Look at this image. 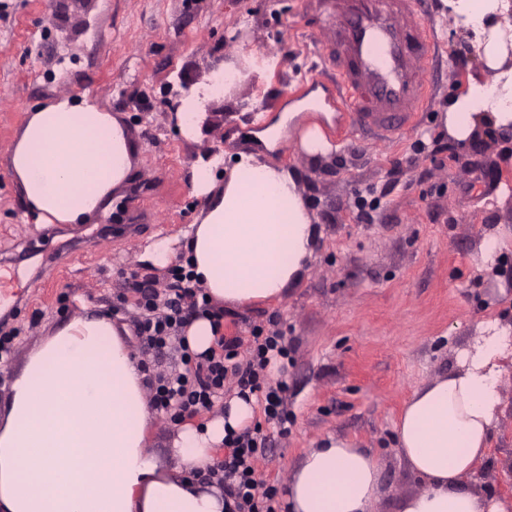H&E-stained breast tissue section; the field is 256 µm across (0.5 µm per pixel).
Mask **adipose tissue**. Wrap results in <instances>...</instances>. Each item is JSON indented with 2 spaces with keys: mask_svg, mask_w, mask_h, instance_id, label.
<instances>
[{
  "mask_svg": "<svg viewBox=\"0 0 512 512\" xmlns=\"http://www.w3.org/2000/svg\"><path fill=\"white\" fill-rule=\"evenodd\" d=\"M441 15L470 37L476 69L449 100L439 130L459 148L512 134V0H440ZM274 55L241 53L183 93L174 120L200 140L206 102L246 78L265 77ZM316 98L286 105L258 132L260 148L224 168L200 156L193 191L205 205L185 235V258L212 302L241 309L281 299L313 259L316 215L296 169L270 152L289 129L301 149L327 159L332 145L308 122ZM140 146L124 121L94 99L61 96L29 113L8 156L21 198L38 223L88 224L127 185ZM481 344L461 350L456 368L418 387L397 428L398 450L423 482L400 512H506L470 488L501 403L504 339L512 324L479 326ZM254 418V402L232 398L223 414L183 424L174 462L149 449L154 423L143 376L111 317L83 307L43 338L0 400V512H232L222 486L197 478L216 460L227 431ZM383 494L377 458L336 439L309 451L283 490L287 512H374Z\"/></svg>",
  "mask_w": 512,
  "mask_h": 512,
  "instance_id": "1",
  "label": "adipose tissue"
}]
</instances>
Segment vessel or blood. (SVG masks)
I'll list each match as a JSON object with an SVG mask.
<instances>
[{
  "label": "vessel or blood",
  "instance_id": "vessel-or-blood-1",
  "mask_svg": "<svg viewBox=\"0 0 512 512\" xmlns=\"http://www.w3.org/2000/svg\"><path fill=\"white\" fill-rule=\"evenodd\" d=\"M426 0H306L324 22L318 49L336 76V106L350 115V134L379 139L410 128L428 101L426 63L436 53Z\"/></svg>",
  "mask_w": 512,
  "mask_h": 512
}]
</instances>
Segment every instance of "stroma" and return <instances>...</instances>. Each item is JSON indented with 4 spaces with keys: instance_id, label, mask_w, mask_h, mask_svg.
<instances>
[{
    "instance_id": "1",
    "label": "stroma",
    "mask_w": 512,
    "mask_h": 512,
    "mask_svg": "<svg viewBox=\"0 0 512 512\" xmlns=\"http://www.w3.org/2000/svg\"><path fill=\"white\" fill-rule=\"evenodd\" d=\"M438 51L432 97L415 126L389 141L349 135L337 112L332 158L316 162L289 133L274 158L295 168L320 224L314 259L278 301L224 313L225 336L282 330L288 346L270 385L286 383L288 433L268 437L257 476L284 488L293 468L325 439L371 451L383 467L375 512H398L421 480L397 449L396 423L413 391L457 366L481 322L512 323V142L490 139L463 151L438 132L443 100L464 93L474 58L451 19L428 0ZM315 24L304 0H0V256L13 261L31 296L11 313L21 332L0 355V398L27 354L81 306L119 323L132 316L116 296L123 273L166 286L170 268L141 255L162 238H183L202 210L192 171L210 149L230 155L260 126L252 108L322 90L335 109L330 74L309 80ZM276 55L266 79L245 80L215 102L234 114L211 123L202 141L178 131L171 104L183 84L206 80L220 60L244 50ZM68 95L92 97L120 115L141 146L130 185L84 228L36 224L8 171L7 157L27 112ZM508 239L492 268L486 237ZM499 419L472 486L512 504V362L499 382Z\"/></svg>"
}]
</instances>
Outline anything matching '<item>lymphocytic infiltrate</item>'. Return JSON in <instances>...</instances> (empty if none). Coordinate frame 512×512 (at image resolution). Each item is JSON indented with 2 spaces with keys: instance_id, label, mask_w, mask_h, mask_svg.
<instances>
[{
  "instance_id": "obj_1",
  "label": "lymphocytic infiltrate",
  "mask_w": 512,
  "mask_h": 512,
  "mask_svg": "<svg viewBox=\"0 0 512 512\" xmlns=\"http://www.w3.org/2000/svg\"><path fill=\"white\" fill-rule=\"evenodd\" d=\"M130 306L135 314V335L142 349L163 357L169 350L181 353L185 366L175 375L156 374L150 382V403L154 411L171 422L195 417L223 402L228 389L238 395L256 397L265 422L287 432L290 414L284 387H271L267 369L273 361L287 359L288 349L282 331L254 330L250 343L223 334L224 315L211 310L202 288L193 283L183 266L174 269V280L159 289L149 281L130 286ZM210 315L215 345L206 354H191L183 332L191 317ZM246 355H239V347ZM262 425L244 428L225 437L226 454L207 470L208 478L224 486L233 499L235 512H276L275 486L258 479L255 464L265 453Z\"/></svg>"
}]
</instances>
